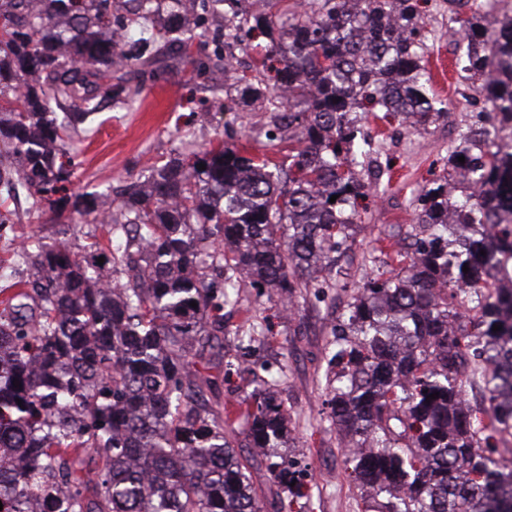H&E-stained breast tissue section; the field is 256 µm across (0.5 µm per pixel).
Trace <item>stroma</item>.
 I'll return each instance as SVG.
<instances>
[{"label":"stroma","mask_w":512,"mask_h":512,"mask_svg":"<svg viewBox=\"0 0 512 512\" xmlns=\"http://www.w3.org/2000/svg\"><path fill=\"white\" fill-rule=\"evenodd\" d=\"M481 0H429L424 20L436 33L425 54L434 92L448 102L447 119L428 127L385 125L372 122L378 135L377 162L391 176L388 192L370 198L364 218L366 229L356 241V252L367 250L373 238L387 233L391 225L409 227L415 222V196L419 187L442 174L448 146L460 133L465 115L463 95L467 87L455 68L457 43L448 35L456 16H469ZM131 84L142 87L138 106L120 99L102 102L99 110L79 124L67 147L73 157L70 187L76 191L106 188L121 193L143 181L149 163L208 146L210 141L232 135L250 147L265 143V117L250 102L239 101L233 109L222 107L224 70L210 64L197 72L172 52L146 72H131ZM0 213L11 222L0 229V264L11 276L0 280V289L11 283L36 278L33 258L19 255L27 239L40 244L65 245L84 253L93 240H106L101 224H74L56 218L49 208L35 210L30 200L8 196L0 188ZM288 318H277L264 309L257 291L248 287L239 312L229 318L238 326L244 317L273 318V337L251 343L242 352L255 369L285 368L287 377L277 396L291 412L292 435L282 456L296 478L307 488L309 498L301 512H363L362 502L346 478L336 432L322 414L320 383L326 370L327 340L325 305L315 295L295 301Z\"/></svg>","instance_id":"obj_1"}]
</instances>
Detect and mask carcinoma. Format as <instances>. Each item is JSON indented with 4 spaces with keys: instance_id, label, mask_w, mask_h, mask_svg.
Returning <instances> with one entry per match:
<instances>
[{
    "instance_id": "1",
    "label": "carcinoma",
    "mask_w": 512,
    "mask_h": 512,
    "mask_svg": "<svg viewBox=\"0 0 512 512\" xmlns=\"http://www.w3.org/2000/svg\"><path fill=\"white\" fill-rule=\"evenodd\" d=\"M197 2L202 27L179 39L187 63L198 67L197 39L227 69L264 45L239 93L297 146L286 163L268 154L276 136L253 153L219 140L156 162L147 189L106 214L67 186L55 110L88 114L122 94L135 106L140 88L112 74L153 67L183 0H123V16L112 0H0V183L109 227L89 260L38 247L40 281L0 301V512H28L36 495L52 512L58 479L67 512H265L242 448L262 452L276 512H293L304 492L281 460L290 413L273 392L285 371L267 372L261 392L219 394L231 372L255 375L224 347L245 280L284 312L312 291L347 294L322 412L375 512H512V291L495 288L512 278V6L480 5L499 12L494 27L478 12L458 21L457 71L484 107L449 148L448 176L419 188L411 233L376 239L361 261L380 269L350 290L320 271L353 262L365 201L390 187L363 122L448 115L424 64L427 0H275L274 13ZM99 257L127 281L102 282ZM270 332L252 324L237 340ZM475 381L486 411L466 402Z\"/></svg>"
}]
</instances>
